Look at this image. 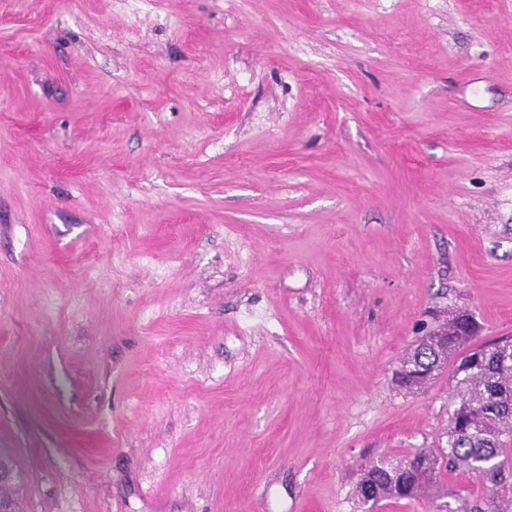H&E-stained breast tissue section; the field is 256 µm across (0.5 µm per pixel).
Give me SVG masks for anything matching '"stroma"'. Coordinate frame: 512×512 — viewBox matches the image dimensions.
<instances>
[{
  "mask_svg": "<svg viewBox=\"0 0 512 512\" xmlns=\"http://www.w3.org/2000/svg\"><path fill=\"white\" fill-rule=\"evenodd\" d=\"M512 336V0H0V455L23 512L371 505L397 382Z\"/></svg>",
  "mask_w": 512,
  "mask_h": 512,
  "instance_id": "stroma-1",
  "label": "stroma"
}]
</instances>
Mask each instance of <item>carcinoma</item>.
<instances>
[{
  "label": "carcinoma",
  "instance_id": "obj_1",
  "mask_svg": "<svg viewBox=\"0 0 512 512\" xmlns=\"http://www.w3.org/2000/svg\"><path fill=\"white\" fill-rule=\"evenodd\" d=\"M460 319L442 326L448 344L440 336L419 340L402 364L424 373L400 378L407 388L422 387L453 359L457 401L448 418V450L438 455L421 449L405 462L369 467L356 487L362 501L414 499L445 468L482 477L486 508L477 512H506L512 504V338L481 341L477 327L469 329Z\"/></svg>",
  "mask_w": 512,
  "mask_h": 512
}]
</instances>
